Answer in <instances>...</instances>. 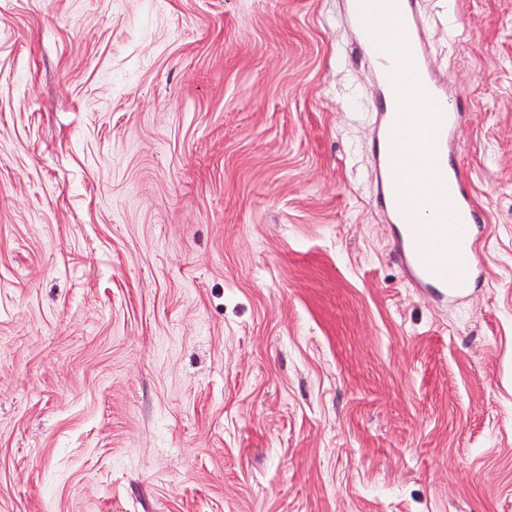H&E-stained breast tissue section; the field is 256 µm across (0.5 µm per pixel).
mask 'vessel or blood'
<instances>
[{
    "label": "vessel or blood",
    "mask_w": 512,
    "mask_h": 512,
    "mask_svg": "<svg viewBox=\"0 0 512 512\" xmlns=\"http://www.w3.org/2000/svg\"><path fill=\"white\" fill-rule=\"evenodd\" d=\"M344 15L377 72L385 103L374 151L380 173L376 205L398 227L396 253L407 280L446 299L465 298L476 284L471 256L484 227L459 171L449 166L462 112L442 108L447 93L431 74L417 0H345ZM383 30L396 40L387 58L376 48ZM415 97L423 111H407ZM431 181L447 193L450 207L441 223H412L410 186Z\"/></svg>",
    "instance_id": "1"
}]
</instances>
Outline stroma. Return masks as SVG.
Instances as JSON below:
<instances>
[{
    "label": "stroma",
    "instance_id": "35a3bbf8",
    "mask_svg": "<svg viewBox=\"0 0 512 512\" xmlns=\"http://www.w3.org/2000/svg\"><path fill=\"white\" fill-rule=\"evenodd\" d=\"M419 10L460 301L341 0H0V512H512V0ZM344 16L357 30L358 48L376 70L378 91L386 103L375 140L380 173L376 206L391 224H399L395 248L407 280L444 299L465 298L476 284L470 255L475 254L484 226L459 171L448 170L462 111L441 110L448 95L431 74L417 1L345 0ZM381 30L392 32L396 40L389 60L375 47ZM414 97H420L424 106L414 102L406 112V103ZM413 156L423 163L413 166L405 178L404 168ZM429 180L447 193L448 213L442 224H429L426 215L418 224H408L410 184Z\"/></svg>",
    "mask_w": 512,
    "mask_h": 512
}]
</instances>
